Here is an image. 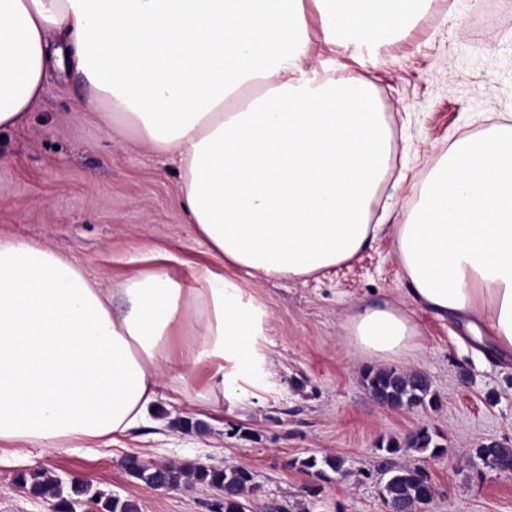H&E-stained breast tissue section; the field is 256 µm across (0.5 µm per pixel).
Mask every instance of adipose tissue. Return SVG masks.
<instances>
[{
	"mask_svg": "<svg viewBox=\"0 0 512 512\" xmlns=\"http://www.w3.org/2000/svg\"><path fill=\"white\" fill-rule=\"evenodd\" d=\"M314 2L335 41L399 33L430 4ZM307 43L302 0H0V127L27 120L50 66L75 71L86 108L177 161L179 208L225 268L200 288L157 271L112 291L63 252L0 236V443L124 435L205 360L206 402L255 386L269 315L237 273L305 281L376 241L392 132L364 77L304 71ZM394 240L418 305L479 321L512 355L511 125L455 141ZM346 330L382 365L420 345L390 307Z\"/></svg>",
	"mask_w": 512,
	"mask_h": 512,
	"instance_id": "adipose-tissue-1",
	"label": "adipose tissue"
}]
</instances>
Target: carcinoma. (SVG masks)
Here are the masks:
<instances>
[{
	"label": "carcinoma",
	"instance_id": "cac0c4a2",
	"mask_svg": "<svg viewBox=\"0 0 512 512\" xmlns=\"http://www.w3.org/2000/svg\"><path fill=\"white\" fill-rule=\"evenodd\" d=\"M364 381L374 399L390 406L413 408L432 405L436 401L430 380L421 372L404 374L392 369H378L367 372ZM404 449L428 451L433 456L444 453V448L435 443L426 430L409 435L402 444L391 442L383 448L385 456L380 465L383 476L380 495L387 512H415L430 503L435 495L434 486L420 468L400 466L392 461V457ZM474 455L493 469L512 471V448L499 442L480 444L474 449ZM299 465L326 483L335 478L342 480L351 474L349 460L337 456L321 459L310 456L299 461ZM127 468L153 489L196 484L211 486L224 496L220 504L223 512H247V502L256 491L254 475L245 467L219 468L172 462L146 465L131 457L127 461ZM18 481L31 492L49 498L53 512H83L87 504L95 505L96 512H139L138 505L131 500L101 493L89 496L88 486L76 478L64 483L46 471L36 469L19 475ZM321 492L320 486L312 485L307 489L308 499L293 503L266 501L261 505V512H319V508L323 507Z\"/></svg>",
	"mask_w": 512,
	"mask_h": 512
}]
</instances>
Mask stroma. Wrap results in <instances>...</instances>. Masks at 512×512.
Here are the masks:
<instances>
[{"mask_svg": "<svg viewBox=\"0 0 512 512\" xmlns=\"http://www.w3.org/2000/svg\"><path fill=\"white\" fill-rule=\"evenodd\" d=\"M302 2L310 39L304 69L366 76L392 130L389 180L372 207L384 231L351 263L318 279L240 274L270 315L272 367L261 399L200 404L211 369L205 361L194 388L162 400L163 426L52 451L0 443V512H51L48 499L17 481L33 469L80 478L91 492L136 502L140 512H218L222 496L208 486L146 487L126 468L132 456L243 466L254 474L259 501L295 502L316 481L299 460L329 455L346 457L353 473L324 484L323 512H386L382 448L420 429L444 449L436 457L414 450L399 457L436 489L422 512H512V471L485 467L473 455L489 441L512 447V358L487 347L474 353L459 320L414 304L391 230L450 145L512 122V0L433 4L399 34L360 46L326 40L314 0ZM85 94L76 73L51 71L26 123L0 128V236L64 252L105 288L159 268L182 287H199L200 272L216 262L176 205L178 167L104 113L82 111ZM386 303L411 315L421 332L420 349L393 368L425 374L437 405L391 409L367 390L372 364L354 353L345 324L361 308Z\"/></svg>", "mask_w": 512, "mask_h": 512, "instance_id": "35a3bbf8", "label": "stroma"}]
</instances>
